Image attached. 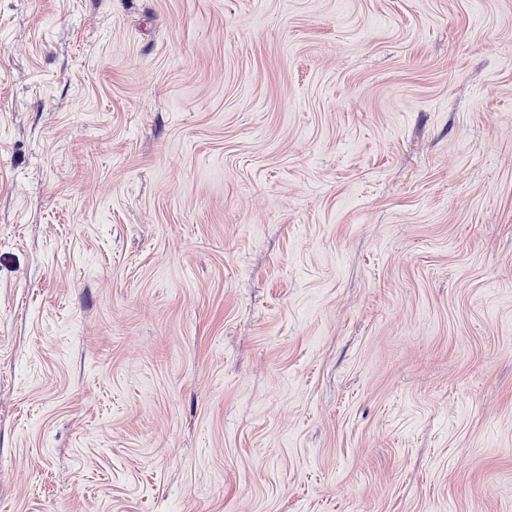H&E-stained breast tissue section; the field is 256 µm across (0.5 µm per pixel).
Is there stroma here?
I'll return each mask as SVG.
<instances>
[{
  "instance_id": "35a3bbf8",
  "label": "stroma",
  "mask_w": 512,
  "mask_h": 512,
  "mask_svg": "<svg viewBox=\"0 0 512 512\" xmlns=\"http://www.w3.org/2000/svg\"><path fill=\"white\" fill-rule=\"evenodd\" d=\"M0 512H512V0H0Z\"/></svg>"
}]
</instances>
